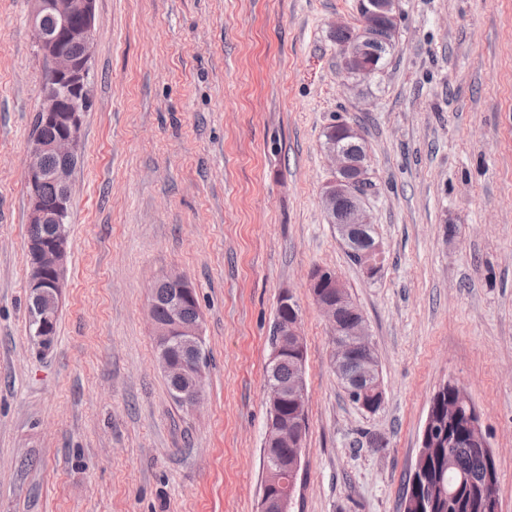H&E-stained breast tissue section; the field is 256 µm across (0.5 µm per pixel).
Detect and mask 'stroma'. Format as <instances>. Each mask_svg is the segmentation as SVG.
I'll return each mask as SVG.
<instances>
[{"label": "stroma", "mask_w": 512, "mask_h": 512, "mask_svg": "<svg viewBox=\"0 0 512 512\" xmlns=\"http://www.w3.org/2000/svg\"><path fill=\"white\" fill-rule=\"evenodd\" d=\"M31 0H0V512H258L278 298L308 392L290 512H399L430 402L474 401L512 512V0H398L375 81L344 78L358 0H96L57 334L29 329L25 164L44 66ZM357 126L381 269L322 204L324 129ZM363 314L384 401L354 406L310 273ZM194 284L207 355L188 409L156 365L150 290Z\"/></svg>", "instance_id": "obj_1"}]
</instances>
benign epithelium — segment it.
I'll use <instances>...</instances> for the list:
<instances>
[{"mask_svg":"<svg viewBox=\"0 0 512 512\" xmlns=\"http://www.w3.org/2000/svg\"><path fill=\"white\" fill-rule=\"evenodd\" d=\"M33 2L29 23L47 74L42 85L43 105L37 117L41 124L57 129V135L51 139L31 138L26 162L28 222L46 224L50 230L48 234L33 236L27 241L29 293L37 301L40 319L47 320L58 314L63 297L67 260L64 219L69 209L71 177L82 158V114L90 73L96 0ZM358 8L360 26L356 37L338 45L342 60L340 72L346 78L354 76L372 80L379 73L377 55L373 50L381 38L379 21H396V0H359ZM325 148L334 164L333 179L323 192L325 210L343 243L355 248L360 266L373 276L380 268V250L369 238L371 224L362 206V195L358 192L359 186L366 182L368 151L365 140L357 127L340 122L336 124V137L327 139ZM48 154L61 158L63 163L53 169L45 168L42 158ZM46 181L54 182L59 189L51 203L46 202L41 193V186ZM346 196L353 197L354 202L342 216L338 202ZM159 288L171 289V296L168 318L163 322L152 321L159 346L157 365L166 377L178 383L175 400L180 406L192 409L203 400L204 365L192 358L177 362L170 357L169 351L178 349L194 353L202 345V318L187 322L181 317L184 303L196 297V290L187 276L179 274L161 276L152 287L151 299L157 298ZM309 288L329 325L336 375L342 376V366L350 347L356 346L362 351L363 360L355 379L344 380L349 399L365 412L377 411L382 405V381L365 318L359 313L349 323L343 322L345 311L353 308V303L334 269H315L309 276ZM273 348L269 366L292 354L299 361L300 372L290 387L271 381L266 384L268 418L264 447L271 450L301 448L306 433L303 416L308 395L300 315L279 318ZM288 400L295 409L292 419L282 414L283 402ZM458 423L470 429L472 447H489L481 429L479 412L474 410L470 397L464 394L461 399L445 405L438 396L424 424L419 457L426 458L433 448L454 447L455 436L450 434V428ZM300 464L301 454L297 453L289 472L296 473ZM289 472L278 465L270 467V491L260 501V512H289L296 488L295 480L286 477ZM427 482V471L415 467L410 479V488L416 490L412 501L424 508L428 507ZM498 484L496 467L487 466L483 475L484 512H502L500 497L494 493Z\"/></svg>","mask_w":512,"mask_h":512,"instance_id":"obj_1","label":"benign epithelium"}]
</instances>
